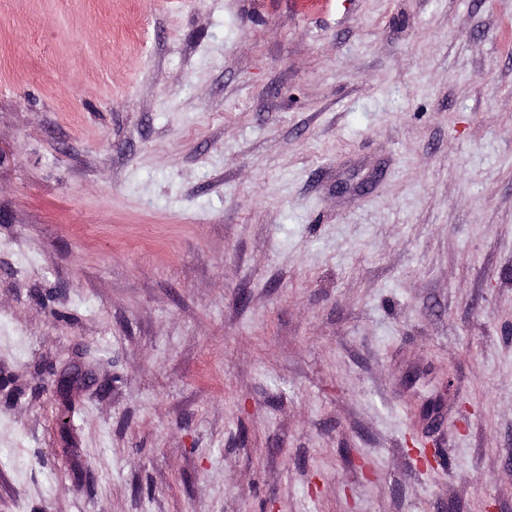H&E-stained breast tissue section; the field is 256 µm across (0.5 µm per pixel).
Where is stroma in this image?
I'll list each match as a JSON object with an SVG mask.
<instances>
[{"label":"stroma","instance_id":"1","mask_svg":"<svg viewBox=\"0 0 512 512\" xmlns=\"http://www.w3.org/2000/svg\"><path fill=\"white\" fill-rule=\"evenodd\" d=\"M0 512H512V0H0Z\"/></svg>","mask_w":512,"mask_h":512}]
</instances>
